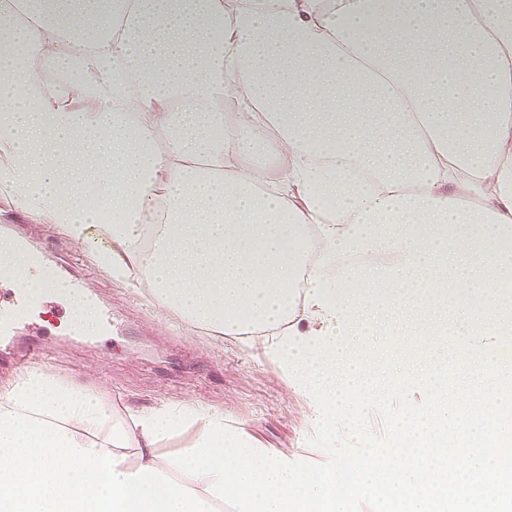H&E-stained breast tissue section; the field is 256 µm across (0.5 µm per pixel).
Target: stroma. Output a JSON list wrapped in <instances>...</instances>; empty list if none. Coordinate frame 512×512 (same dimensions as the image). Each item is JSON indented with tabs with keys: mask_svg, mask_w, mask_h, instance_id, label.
<instances>
[{
	"mask_svg": "<svg viewBox=\"0 0 512 512\" xmlns=\"http://www.w3.org/2000/svg\"><path fill=\"white\" fill-rule=\"evenodd\" d=\"M41 252L44 279L66 276L90 289L109 309V335L70 334L79 310L67 297L29 303L26 321L53 332L47 361L32 369L83 388L110 408L115 420L166 406L187 411L207 408L224 415L225 425L284 462L324 463L326 450L308 439L319 416L311 395L295 388L272 357L273 337L215 336L160 307L151 285L119 283L93 261L89 249L58 232L45 219L24 214L0 197V226ZM67 313L56 326L53 309Z\"/></svg>",
	"mask_w": 512,
	"mask_h": 512,
	"instance_id": "1",
	"label": "stroma"
}]
</instances>
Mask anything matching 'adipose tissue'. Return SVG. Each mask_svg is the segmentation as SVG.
Here are the masks:
<instances>
[{
	"instance_id": "adipose-tissue-1",
	"label": "adipose tissue",
	"mask_w": 512,
	"mask_h": 512,
	"mask_svg": "<svg viewBox=\"0 0 512 512\" xmlns=\"http://www.w3.org/2000/svg\"><path fill=\"white\" fill-rule=\"evenodd\" d=\"M0 193L213 335L277 337L335 413L350 296L512 288V0H0ZM211 419L124 426L29 373L0 390V512H215L156 452Z\"/></svg>"
}]
</instances>
